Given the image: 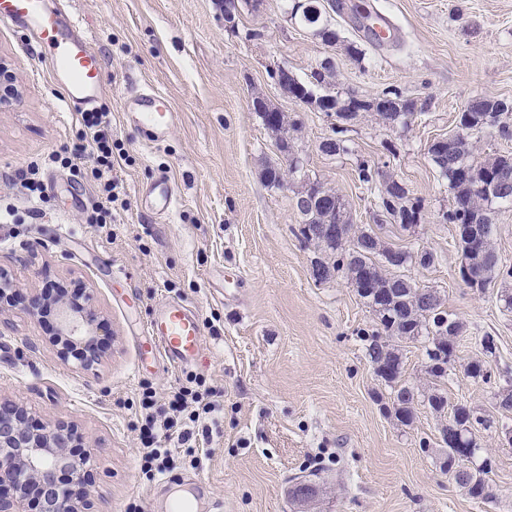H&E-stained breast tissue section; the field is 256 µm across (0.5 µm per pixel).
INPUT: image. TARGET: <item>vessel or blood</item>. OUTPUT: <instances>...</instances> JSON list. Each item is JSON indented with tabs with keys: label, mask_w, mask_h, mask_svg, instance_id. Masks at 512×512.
<instances>
[{
	"label": "vessel or blood",
	"mask_w": 512,
	"mask_h": 512,
	"mask_svg": "<svg viewBox=\"0 0 512 512\" xmlns=\"http://www.w3.org/2000/svg\"><path fill=\"white\" fill-rule=\"evenodd\" d=\"M0 22L18 29L26 46L48 64L55 86L72 112L96 108L103 93L104 61L92 47L82 22L62 0H0ZM124 121L153 143L163 142L178 122L167 97L155 89L131 96ZM144 207L164 217L176 207L175 184L167 172H157L146 187ZM153 353L170 366L195 361L202 353L203 330L196 312L178 301H162L144 326Z\"/></svg>",
	"instance_id": "1"
}]
</instances>
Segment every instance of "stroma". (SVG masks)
Here are the masks:
<instances>
[{
  "label": "stroma",
  "instance_id": "obj_1",
  "mask_svg": "<svg viewBox=\"0 0 512 512\" xmlns=\"http://www.w3.org/2000/svg\"><path fill=\"white\" fill-rule=\"evenodd\" d=\"M215 2L68 0L105 61L98 107L110 120L118 199L103 228L83 220L97 183L43 165L47 154L80 144L78 114L64 108L32 49L0 25V61L18 78L16 97L0 108V211L9 214L0 222V271L24 290L49 282L69 294L87 289L111 330L97 365H65L48 342L55 317H32L17 302L0 328V398L25 407L33 422H70L90 437L91 512H124L132 501L147 507L161 489L182 491L197 477L223 512H512V445L501 439L512 410L497 405L499 389L512 383V307L504 301L512 279L482 289L462 281L458 228L441 218L452 196L428 154L455 133L474 97L512 103V0H343L396 27L395 42L382 45L357 31L350 13L320 0L341 36L334 46L291 21L289 0L242 6L232 29ZM349 42L361 56L346 52ZM326 59L337 91L364 99L397 93L417 101L422 115L406 127L363 115L345 134L347 154H322L332 118L282 96L269 72L285 64L305 81ZM133 88L163 92L178 112L163 143L126 126ZM256 92L299 119L290 137L306 175L336 190L352 223L374 222L371 197L355 178L363 159L392 173L420 205L416 226L386 223L376 233L386 245L434 253L430 268L405 273L440 291L466 327L441 389L449 404L495 420L478 432L473 459L491 463L489 499L470 498L444 470L446 415L423 400L411 425L390 412L391 389L374 374L361 336L377 328V314L346 281L314 279L317 251L302 241L293 203L300 179L279 188L263 179L283 157L251 106ZM32 162L43 166L49 197L34 216L19 176ZM160 170L179 191L166 219L141 206L142 187ZM162 299L198 311V364L141 363L150 344L142 326ZM486 335L495 344L487 354L474 343ZM479 357L490 382L464 373ZM191 375L222 393L223 432L199 438L201 465L182 456L172 477L147 478L137 461L141 386L152 384L163 398ZM312 468L320 471L316 498L294 501L291 488Z\"/></svg>",
  "mask_w": 512,
  "mask_h": 512
}]
</instances>
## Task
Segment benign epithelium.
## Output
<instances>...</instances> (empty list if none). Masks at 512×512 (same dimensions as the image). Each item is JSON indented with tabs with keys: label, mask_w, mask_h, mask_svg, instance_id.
<instances>
[{
	"label": "benign epithelium",
	"mask_w": 512,
	"mask_h": 512,
	"mask_svg": "<svg viewBox=\"0 0 512 512\" xmlns=\"http://www.w3.org/2000/svg\"><path fill=\"white\" fill-rule=\"evenodd\" d=\"M17 76L0 63V106L12 99ZM20 289L0 275V312L13 306ZM55 311L57 327L49 343L60 361L82 368L104 355L98 338L104 320L86 292L69 299L50 298L41 292L26 295V310L36 317ZM85 447L80 454L73 448ZM89 442H80L73 426L61 422L36 429L27 411L17 403L0 400V512H27L33 499L40 512H88L82 490L94 480Z\"/></svg>",
	"instance_id": "1"
}]
</instances>
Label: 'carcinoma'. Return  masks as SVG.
I'll use <instances>...</instances> for the list:
<instances>
[{"mask_svg": "<svg viewBox=\"0 0 512 512\" xmlns=\"http://www.w3.org/2000/svg\"><path fill=\"white\" fill-rule=\"evenodd\" d=\"M291 18L315 29L325 44L331 46L339 42L336 30L324 21L318 8H293ZM334 78L333 68L324 65L312 72L310 80L305 83L304 93L316 98L322 109L335 111L339 121L333 135L320 142L319 150L322 153L335 156L347 151L345 139L340 134L346 132L347 124L357 120L362 112H372L393 126L400 123L406 127L414 118L417 111L414 101L390 92L385 98L378 95L360 100L352 94L344 97L335 91ZM254 107L259 114L277 113L275 122L266 125V129L273 133L286 134L297 127L296 120L286 118L266 102L258 101ZM508 112V103L502 100L486 96L474 98L461 112L457 132L447 142L433 143L428 149L433 165L442 180L446 181L453 197L452 208L443 215V219L464 230L460 237L461 256H466L475 243L484 248L481 262L476 265L483 286L495 277L512 278V268L500 264L493 246L496 207L512 204V157L477 160L470 135L473 131L489 128L501 139H512V125L501 120V116ZM356 178L361 186L374 195L378 212L376 221L386 217L401 225L418 223L420 207L410 203L406 187L387 177L378 165L369 160L360 161ZM323 194L324 191L316 185L307 191L310 203L300 210V236L305 243L317 248L319 262L325 272L323 281H347L377 313L379 328L370 333L363 332L366 355L370 363L377 366L378 377L393 389L392 405L396 419L410 425L415 419V396L418 391L403 381L404 361L399 349L392 344L393 339H423L425 372L439 382L448 377V357L455 356L463 324L448 313L440 292H435L433 304L428 305L420 298L417 284L399 274L400 266L394 261L395 256L405 254L410 263L427 268L435 261L431 251L422 248L412 252L388 247L373 230L346 222L340 216L336 218V224L340 225L336 235L315 241L310 236L313 229L330 222L324 208ZM464 372L473 379L485 382L491 379V371L483 360L467 362ZM427 404L439 414L444 413L445 408H451L447 423L441 427L443 431L453 424L463 428L487 426V419L471 408L448 406L447 396L437 387L427 394ZM444 454L443 468L470 498H489L486 479L489 463L485 462L477 468L464 466L463 480L460 481L458 473L463 450L450 444Z\"/></svg>", "mask_w": 512, "mask_h": 512, "instance_id": "obj_1", "label": "carcinoma"}]
</instances>
